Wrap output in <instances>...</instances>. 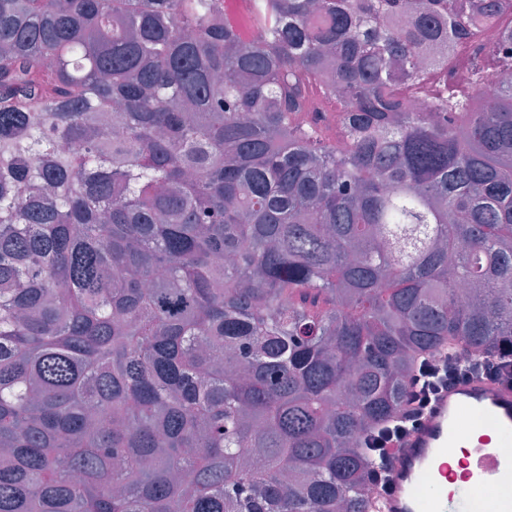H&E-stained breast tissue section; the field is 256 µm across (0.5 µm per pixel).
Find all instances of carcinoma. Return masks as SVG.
Returning a JSON list of instances; mask_svg holds the SVG:
<instances>
[{"label":"carcinoma","instance_id":"carcinoma-1","mask_svg":"<svg viewBox=\"0 0 512 512\" xmlns=\"http://www.w3.org/2000/svg\"><path fill=\"white\" fill-rule=\"evenodd\" d=\"M506 15L0 0V512H370L416 359L512 348ZM224 17L226 22L240 35L250 37L254 34L252 17L254 9L247 0H226Z\"/></svg>","mask_w":512,"mask_h":512}]
</instances>
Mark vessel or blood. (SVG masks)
I'll return each mask as SVG.
<instances>
[{"label":"vessel or blood","mask_w":512,"mask_h":512,"mask_svg":"<svg viewBox=\"0 0 512 512\" xmlns=\"http://www.w3.org/2000/svg\"><path fill=\"white\" fill-rule=\"evenodd\" d=\"M225 20L240 35L254 33V9L249 0H226ZM476 417L492 415L501 429L512 433V388L484 379H471L440 393L417 430L398 449V463L386 492L378 498V512H476L469 487L446 493L436 488L437 479H454L446 456L461 443L471 444L466 478L495 483L505 462L488 438H474L459 425L462 412Z\"/></svg>","instance_id":"vessel-or-blood-1"}]
</instances>
